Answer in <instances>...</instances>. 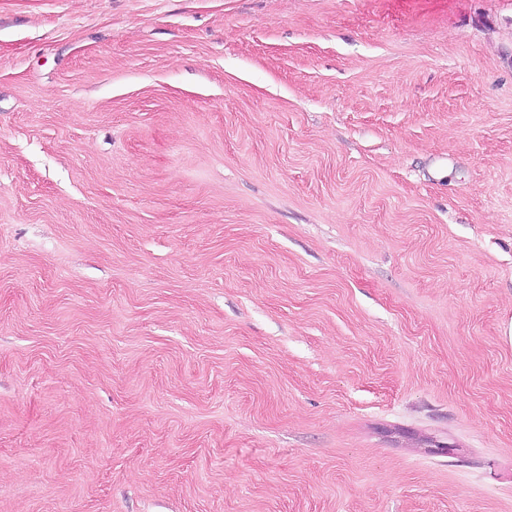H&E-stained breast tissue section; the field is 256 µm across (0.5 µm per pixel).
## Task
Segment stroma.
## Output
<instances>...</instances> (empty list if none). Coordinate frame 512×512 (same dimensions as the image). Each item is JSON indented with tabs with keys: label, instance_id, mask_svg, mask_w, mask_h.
Wrapping results in <instances>:
<instances>
[{
	"label": "stroma",
	"instance_id": "obj_1",
	"mask_svg": "<svg viewBox=\"0 0 512 512\" xmlns=\"http://www.w3.org/2000/svg\"><path fill=\"white\" fill-rule=\"evenodd\" d=\"M0 512H512V0H0Z\"/></svg>",
	"mask_w": 512,
	"mask_h": 512
}]
</instances>
